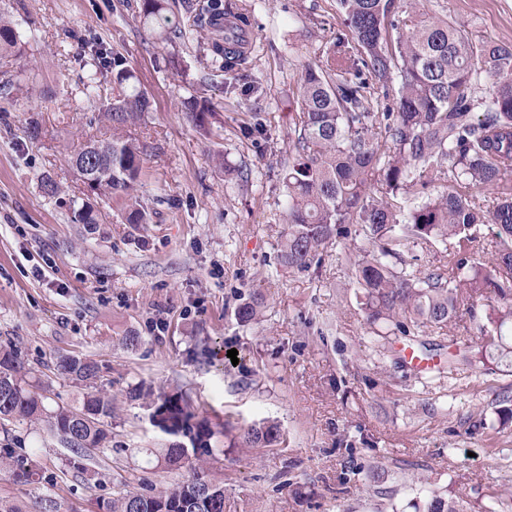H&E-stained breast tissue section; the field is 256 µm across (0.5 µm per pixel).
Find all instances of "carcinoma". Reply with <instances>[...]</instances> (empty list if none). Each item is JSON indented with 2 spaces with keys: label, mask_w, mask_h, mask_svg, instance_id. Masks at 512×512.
<instances>
[{
  "label": "carcinoma",
  "mask_w": 512,
  "mask_h": 512,
  "mask_svg": "<svg viewBox=\"0 0 512 512\" xmlns=\"http://www.w3.org/2000/svg\"><path fill=\"white\" fill-rule=\"evenodd\" d=\"M352 33L325 43L321 60L305 67L292 118L295 139L283 177L287 229L278 259L306 271L342 239L364 235L371 250L357 264L360 304L367 322L389 324L404 336L422 327L449 326L459 312L476 317L474 302L494 294L478 323V342L448 363L512 365V46L473 42L450 22L430 16L421 0H336ZM165 0H141L140 18L164 29ZM195 18L211 25L219 13L245 18L230 0H199ZM25 43L12 21L0 15V58L21 56ZM212 62L241 75L247 60L223 47ZM112 70V94L101 83L97 118L112 128L102 140L107 153L89 163L96 171L92 193L123 200L130 224L147 213L131 194L143 174L147 144L137 133L150 99L122 57L100 58ZM400 77L393 103L374 110L372 85ZM490 81V96L473 112V83ZM467 190L434 193L446 178ZM497 193L488 209L482 195ZM450 243L447 272L395 269L408 245ZM491 247V258L480 252ZM259 303L240 299L235 317L250 323ZM59 375L89 389L77 408L49 410L29 388L27 369L14 349L0 348V420L45 421L63 447L84 460L112 442V398L95 390L99 368L90 359L60 355ZM151 421L175 441L146 448V464L189 476L164 487L120 490L98 503V512H224V481L206 473L209 458L229 448L269 447L280 442L274 423L242 426L232 416L199 412L181 388L150 403ZM0 471L28 484L36 461L4 446ZM456 494L432 495L418 512H468Z\"/></svg>",
  "instance_id": "1"
}]
</instances>
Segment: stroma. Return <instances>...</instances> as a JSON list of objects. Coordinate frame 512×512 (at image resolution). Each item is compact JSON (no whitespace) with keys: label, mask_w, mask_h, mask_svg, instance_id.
Instances as JSON below:
<instances>
[{"label":"stroma","mask_w":512,"mask_h":512,"mask_svg":"<svg viewBox=\"0 0 512 512\" xmlns=\"http://www.w3.org/2000/svg\"><path fill=\"white\" fill-rule=\"evenodd\" d=\"M194 2L167 0L186 34L166 41L125 0H0L26 44L6 65L21 90L0 96V347L18 351L51 408L77 405L84 392L52 373L55 359L97 361L98 388L113 405L112 442L81 470L45 423L0 420V445L40 467L25 485L0 472V499L26 512H42L47 499L54 512H97L117 484L172 480L143 466V449L166 437L142 392L178 383L194 405L243 424L269 419L284 435L282 444L228 448L211 460L226 512H414L413 501L448 488L512 512V426L498 425L512 368L448 367L449 346L477 341L476 320L464 314L447 330L377 336L356 299L358 239L329 248L307 271L277 263L291 102L305 65L347 32L336 0H237L255 48L235 82L211 61L221 31L192 26ZM427 4L473 41L512 45V0ZM99 49L119 53L151 100L137 187L146 224L125 223L121 203L91 195L71 168L80 143L111 134L96 119L97 99L84 94ZM193 94L214 109L203 130L187 117ZM258 119L263 134L247 136ZM219 156L240 177L225 176ZM47 177L55 196L41 187ZM85 202L98 223H74ZM253 292L263 316L240 325L237 300ZM132 334L139 343L129 349L123 339ZM407 345L430 370L410 367Z\"/></svg>","instance_id":"stroma-1"}]
</instances>
